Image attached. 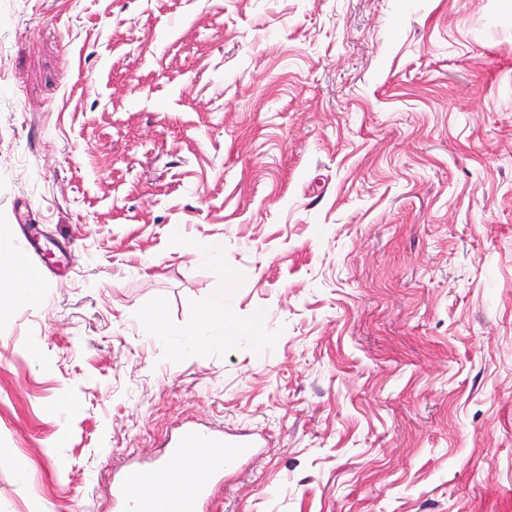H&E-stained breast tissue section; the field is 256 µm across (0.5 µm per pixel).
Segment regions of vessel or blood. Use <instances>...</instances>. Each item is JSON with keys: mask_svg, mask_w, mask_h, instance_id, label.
<instances>
[{"mask_svg": "<svg viewBox=\"0 0 512 512\" xmlns=\"http://www.w3.org/2000/svg\"><path fill=\"white\" fill-rule=\"evenodd\" d=\"M24 239L31 258L28 276L35 285H42L49 266V255L37 246L32 234H25ZM260 446L257 433L250 430L228 432L184 424L176 429L168 441L162 462L182 461L194 453L221 448L232 449L235 461L239 462L256 456ZM160 464H131L122 470L112 486L117 512H159L155 503L159 493L156 482ZM223 479V469L213 468L190 484L178 487L172 494L173 505L167 512H199L203 502L210 498Z\"/></svg>", "mask_w": 512, "mask_h": 512, "instance_id": "b4317fda", "label": "vessel or blood"}]
</instances>
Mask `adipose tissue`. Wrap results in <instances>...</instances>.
<instances>
[{
	"mask_svg": "<svg viewBox=\"0 0 512 512\" xmlns=\"http://www.w3.org/2000/svg\"><path fill=\"white\" fill-rule=\"evenodd\" d=\"M39 296L38 289L34 288L27 277L24 264L0 241V306L25 305L37 300ZM141 326L146 336L157 341L179 334L186 335L188 347L201 350L223 340L234 324L224 315V290L219 287L214 292L212 307L203 310L190 327L179 329L170 325L159 307L142 318Z\"/></svg>",
	"mask_w": 512,
	"mask_h": 512,
	"instance_id": "adipose-tissue-1",
	"label": "adipose tissue"
}]
</instances>
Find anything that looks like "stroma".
Returning <instances> with one entry per match:
<instances>
[{"mask_svg": "<svg viewBox=\"0 0 512 512\" xmlns=\"http://www.w3.org/2000/svg\"><path fill=\"white\" fill-rule=\"evenodd\" d=\"M0 512H113L183 422L201 512H512V0H0ZM220 243L224 257L196 256ZM228 281L241 333L157 343ZM0 306L29 304L40 296L39 289L29 281L25 265L14 256L2 241L0 231ZM24 239L27 243V248L31 262L27 267V273L31 281L36 285L40 286L43 284L46 269L49 267V253L43 252L36 244V240L31 233H25ZM224 448L222 458L228 456L226 448H233V463L225 470H231L245 458L256 456L261 448L258 434L251 430L228 432L200 427L196 424L179 426L168 441L163 458L148 465L131 464L126 466L113 481L112 497L119 512H199L204 501L208 500L217 485L222 484L224 468H211L205 475L188 485L178 487L172 493L174 505L158 509L153 504L158 499L160 489L156 482L160 465L164 462L183 461L196 452ZM216 458L208 454L183 461L161 479L165 487L189 483L208 469Z\"/></svg>", "mask_w": 512, "mask_h": 512, "instance_id": "obj_1", "label": "stroma"}]
</instances>
